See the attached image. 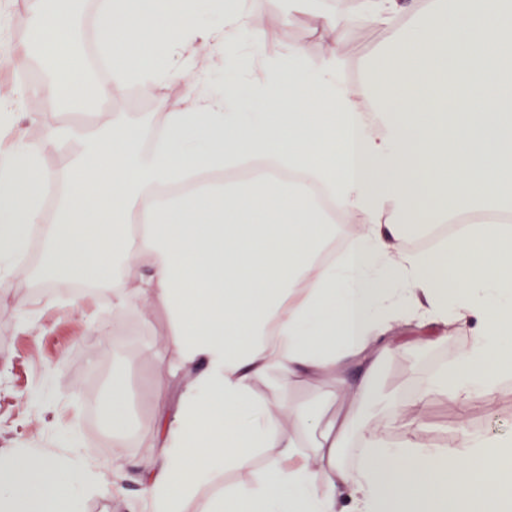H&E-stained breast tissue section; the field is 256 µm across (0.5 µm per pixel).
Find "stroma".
<instances>
[{"label": "stroma", "mask_w": 512, "mask_h": 512, "mask_svg": "<svg viewBox=\"0 0 512 512\" xmlns=\"http://www.w3.org/2000/svg\"><path fill=\"white\" fill-rule=\"evenodd\" d=\"M255 21L275 28L278 37L263 46L267 55L289 45L304 44L311 68L321 67L326 43L305 23L281 24L270 0H247ZM387 39L385 31L349 27L340 35L338 54L345 76L359 81L367 76V64ZM183 82L163 86L147 102L138 103L115 93L105 101H93L88 111L93 128L108 123H134L153 133L160 113L169 111L187 94ZM71 115L49 106L48 98L30 93L12 121L0 118V150L22 143L41 154L47 168L66 169L67 151L45 148L44 129L71 122ZM41 261L40 243H31L24 267L0 269V454L34 449L63 462L69 450L62 438L77 431L89 448L86 466L95 479L85 494L81 512H143L141 477L157 455L156 429L165 405L156 396L157 383H165L170 399H177L181 375L170 372L178 351L169 337L170 320L161 306L142 302L123 312L112 309V298L89 291L82 306L69 305L70 285L42 287L30 270ZM415 324L398 331L400 348L381 366L369 411L386 442L404 434L393 421L397 406L412 407L426 399V417L418 441L433 448L447 447L458 427L455 403L442 394L424 395L426 381L448 362L449 353L468 343L470 333L458 330L448 339L426 348L414 347ZM127 377L133 427L108 452L94 448L86 428L89 410L107 398L114 368ZM470 426L494 440L512 441V383L499 384L489 399H473L466 416Z\"/></svg>", "instance_id": "stroma-1"}]
</instances>
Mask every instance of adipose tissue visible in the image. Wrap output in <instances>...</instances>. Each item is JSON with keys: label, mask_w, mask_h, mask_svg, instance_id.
Listing matches in <instances>:
<instances>
[{"label": "adipose tissue", "mask_w": 512, "mask_h": 512, "mask_svg": "<svg viewBox=\"0 0 512 512\" xmlns=\"http://www.w3.org/2000/svg\"><path fill=\"white\" fill-rule=\"evenodd\" d=\"M208 0H108L96 35L116 83L91 86L72 0H31L25 45L0 39V61L37 64L44 94L85 112L117 82L154 96L171 77L198 78L199 53H219L226 75L253 69L236 47L276 37L242 0L224 32L204 30ZM285 22L304 17L334 44L349 25L389 34L369 78L341 80L336 49L311 69L298 43L262 63L265 76L223 96L189 91L151 139L109 124L94 135L47 128V148H73L66 190L44 240L46 284L110 288L116 309L163 306L184 377L158 431L142 494L149 512H181L217 475L249 469L253 482L216 490L206 512H512V447L467 422L447 448L382 440L364 418L373 381L407 321L440 338L466 328L468 345L425 385L459 406L491 397L512 375V0H358L349 14L320 0H273ZM190 44L179 70L169 61ZM264 162L269 174L219 175ZM295 172L321 183L347 220H359L342 263L319 202ZM55 174L25 147L0 157V264L16 263L41 220ZM479 220L448 243L447 260L404 248L408 223L441 224L460 210ZM333 379L330 417L277 398L300 380ZM267 394H259L258 385ZM317 432L301 450L297 430ZM366 447L354 468L339 455ZM60 464L18 450L0 459V512H79L72 476L87 451L69 437Z\"/></svg>", "instance_id": "adipose-tissue-1"}]
</instances>
